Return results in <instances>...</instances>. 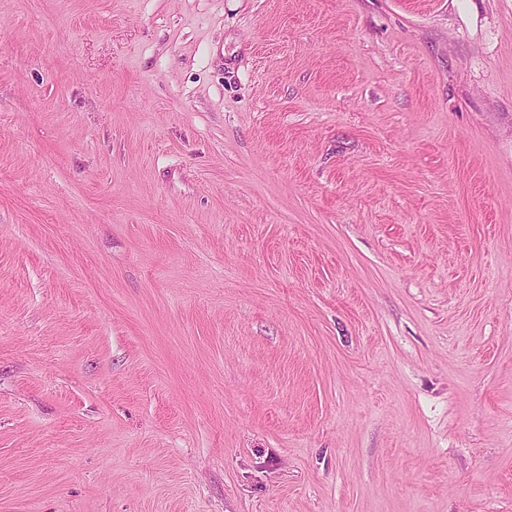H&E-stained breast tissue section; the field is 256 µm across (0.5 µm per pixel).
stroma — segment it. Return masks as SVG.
Returning <instances> with one entry per match:
<instances>
[{
  "label": "stroma",
  "mask_w": 512,
  "mask_h": 512,
  "mask_svg": "<svg viewBox=\"0 0 512 512\" xmlns=\"http://www.w3.org/2000/svg\"><path fill=\"white\" fill-rule=\"evenodd\" d=\"M0 512H512V0H0Z\"/></svg>",
  "instance_id": "stroma-1"
}]
</instances>
